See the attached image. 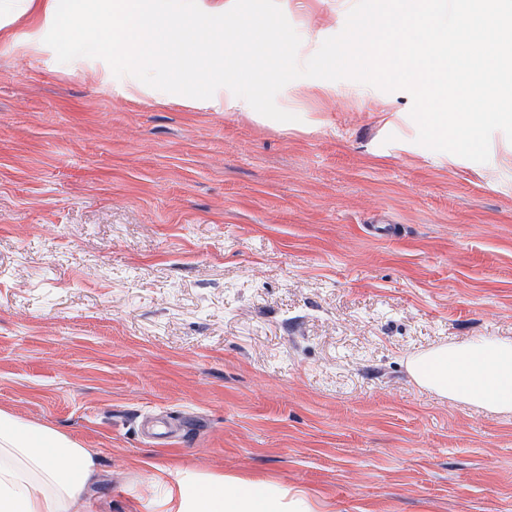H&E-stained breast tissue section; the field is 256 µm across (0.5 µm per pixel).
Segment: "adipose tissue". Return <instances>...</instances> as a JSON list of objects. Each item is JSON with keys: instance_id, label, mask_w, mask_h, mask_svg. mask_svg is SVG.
<instances>
[{"instance_id": "1", "label": "adipose tissue", "mask_w": 512, "mask_h": 512, "mask_svg": "<svg viewBox=\"0 0 512 512\" xmlns=\"http://www.w3.org/2000/svg\"><path fill=\"white\" fill-rule=\"evenodd\" d=\"M31 31L9 33L16 49L36 54L51 47L62 57L100 61L104 79H119L132 96L150 95L178 58L194 99L227 112L256 115L253 86L262 78L257 57L224 58L226 39L284 42L274 26L244 25L236 0H24ZM126 64L114 74L111 64ZM418 386L439 396L512 412V340L483 337L439 346L413 357ZM96 476L94 451L50 428L0 410V512H81ZM162 512H284L277 491L261 481L201 475L166 485Z\"/></svg>"}]
</instances>
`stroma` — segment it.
I'll use <instances>...</instances> for the list:
<instances>
[{"label": "stroma", "mask_w": 512, "mask_h": 512, "mask_svg": "<svg viewBox=\"0 0 512 512\" xmlns=\"http://www.w3.org/2000/svg\"><path fill=\"white\" fill-rule=\"evenodd\" d=\"M355 0H279L306 63ZM296 116L147 103L0 39V409L97 454L83 512L184 472L315 512H512V413L407 363L512 339V142H416L408 92L287 84Z\"/></svg>", "instance_id": "stroma-1"}]
</instances>
